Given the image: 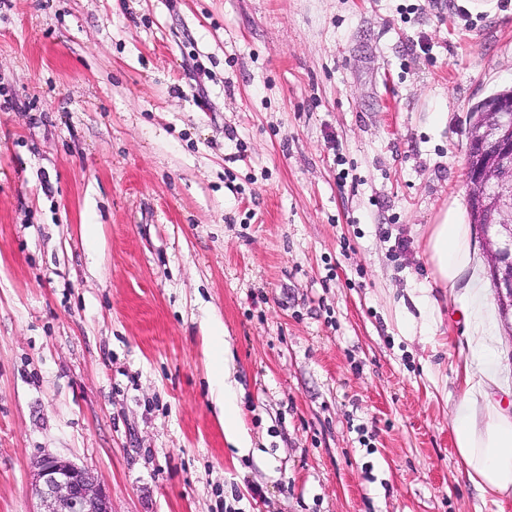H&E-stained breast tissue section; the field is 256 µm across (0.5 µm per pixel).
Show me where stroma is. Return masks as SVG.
Segmentation results:
<instances>
[{"label": "stroma", "mask_w": 512, "mask_h": 512, "mask_svg": "<svg viewBox=\"0 0 512 512\" xmlns=\"http://www.w3.org/2000/svg\"><path fill=\"white\" fill-rule=\"evenodd\" d=\"M511 86L512 0H0V512L43 454L112 512H512L451 428L476 291L512 406L481 240L426 255ZM471 247L469 224L460 222L454 208L441 212L430 226L426 243L428 264L439 288H456L470 261ZM213 400L224 412V434H227L230 439L240 441L239 414L236 407L235 391L224 382L221 370L215 374Z\"/></svg>", "instance_id": "obj_1"}]
</instances>
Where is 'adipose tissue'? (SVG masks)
I'll return each instance as SVG.
<instances>
[{
  "label": "adipose tissue",
  "mask_w": 512,
  "mask_h": 512,
  "mask_svg": "<svg viewBox=\"0 0 512 512\" xmlns=\"http://www.w3.org/2000/svg\"><path fill=\"white\" fill-rule=\"evenodd\" d=\"M471 247L470 228L460 222L456 209L441 212L426 243L438 287H456L470 261ZM477 347L481 357L465 370L466 390L453 413L451 428L470 481L483 492L505 498L512 495V414L485 390L492 376L491 343L483 338Z\"/></svg>",
  "instance_id": "obj_1"
}]
</instances>
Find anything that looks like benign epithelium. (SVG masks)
Here are the masks:
<instances>
[{
	"mask_svg": "<svg viewBox=\"0 0 512 512\" xmlns=\"http://www.w3.org/2000/svg\"><path fill=\"white\" fill-rule=\"evenodd\" d=\"M475 109L467 142V199L512 338V100L487 97ZM33 468L37 512H112L90 471L50 454L38 457Z\"/></svg>",
	"mask_w": 512,
	"mask_h": 512,
	"instance_id": "benign-epithelium-1",
	"label": "benign epithelium"
}]
</instances>
